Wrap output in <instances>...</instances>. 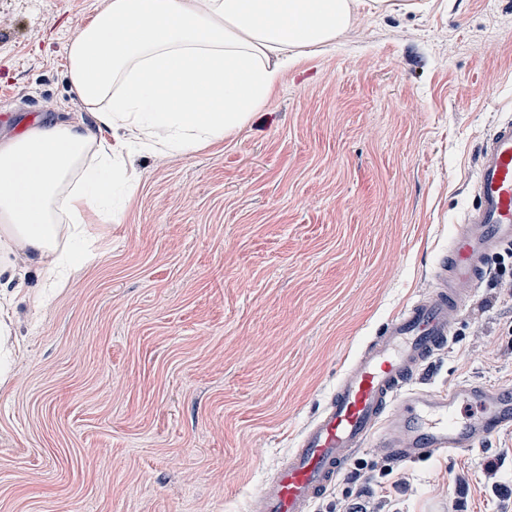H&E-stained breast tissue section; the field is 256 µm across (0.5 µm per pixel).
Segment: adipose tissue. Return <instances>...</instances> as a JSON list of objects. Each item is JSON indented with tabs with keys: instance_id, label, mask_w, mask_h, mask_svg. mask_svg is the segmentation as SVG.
<instances>
[{
	"instance_id": "ef3b65f1",
	"label": "adipose tissue",
	"mask_w": 512,
	"mask_h": 512,
	"mask_svg": "<svg viewBox=\"0 0 512 512\" xmlns=\"http://www.w3.org/2000/svg\"><path fill=\"white\" fill-rule=\"evenodd\" d=\"M360 0H109L65 47L73 92L92 111L0 142V305L28 271L63 287L93 255L86 212L113 217L131 159L223 141L264 107L290 62L335 45ZM112 133L104 142L100 132ZM72 245L59 249V236Z\"/></svg>"
}]
</instances>
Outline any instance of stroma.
<instances>
[{"label":"stroma","instance_id":"1","mask_svg":"<svg viewBox=\"0 0 512 512\" xmlns=\"http://www.w3.org/2000/svg\"><path fill=\"white\" fill-rule=\"evenodd\" d=\"M360 8L265 106L188 155L144 152L97 260L6 318L0 512H247L344 366L433 285L512 115V0ZM108 0H0V139L87 116L65 45ZM512 388V295L466 301L427 387ZM499 465L502 490L481 465ZM512 512V431L396 464L356 453L312 512Z\"/></svg>","mask_w":512,"mask_h":512}]
</instances>
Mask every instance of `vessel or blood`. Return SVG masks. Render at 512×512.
<instances>
[{"label":"vessel or blood","instance_id":"obj_1","mask_svg":"<svg viewBox=\"0 0 512 512\" xmlns=\"http://www.w3.org/2000/svg\"><path fill=\"white\" fill-rule=\"evenodd\" d=\"M475 202L456 224L434 285L392 316L341 373L288 460L249 512H311L369 442L395 462L481 449L512 429V390L482 382L419 388L418 373L445 346L463 301L492 260L512 248V116L499 120L477 161Z\"/></svg>","mask_w":512,"mask_h":512}]
</instances>
